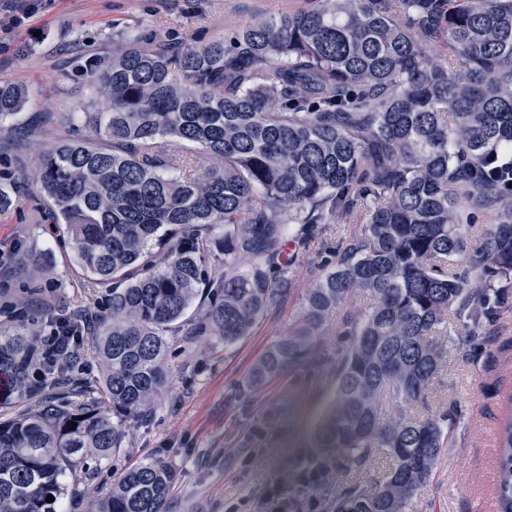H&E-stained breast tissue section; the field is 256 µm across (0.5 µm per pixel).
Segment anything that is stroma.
I'll return each instance as SVG.
<instances>
[{
	"label": "stroma",
	"mask_w": 512,
	"mask_h": 512,
	"mask_svg": "<svg viewBox=\"0 0 512 512\" xmlns=\"http://www.w3.org/2000/svg\"><path fill=\"white\" fill-rule=\"evenodd\" d=\"M306 0H53L29 25L15 30L0 51V79L29 87L32 98L0 133V171L18 180L20 193L32 188L37 165L32 150L12 151L20 132L40 126L45 142L72 133L71 116L94 90L80 74L61 80L63 62L78 66L91 57L111 55L127 40L158 34L181 42L218 40L253 19L296 10ZM364 231L355 219L329 225L310 242L295 248V288L268 311L249 336L232 348L190 326L168 340V383L153 417L132 426L124 448L104 461L75 495L64 497L65 512H92L113 483L143 457L168 454L180 477L168 512H267L264 501L275 484L290 482L316 453L309 433L335 394L329 366L306 364L269 381L256 391L243 383L262 354L299 315L308 288L322 274L327 245L340 244ZM48 252L54 282L44 288L46 301H61L94 312L103 286L87 277L67 244L63 225H50L33 202L0 213V327L14 324L13 309L3 302L38 286L39 278L17 274L22 249ZM492 352L474 350L464 336L448 340V361L427 396L426 412L455 405L464 418L454 446L440 459L432 480L409 512H495V437L503 407L512 395V313L497 326Z\"/></svg>",
	"instance_id": "stroma-1"
}]
</instances>
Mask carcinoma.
<instances>
[{
  "label": "carcinoma",
  "mask_w": 512,
  "mask_h": 512,
  "mask_svg": "<svg viewBox=\"0 0 512 512\" xmlns=\"http://www.w3.org/2000/svg\"><path fill=\"white\" fill-rule=\"evenodd\" d=\"M80 72L104 99L82 104L90 135L46 145L33 127L23 139L39 160L35 204L106 286L91 328L100 378L88 390L77 362L40 357L32 301L16 299L0 377L23 408L0 419V512H56L66 478L91 475L151 418L167 337L189 310H201L195 335L231 348L293 289L287 242L353 215L364 234L336 249L245 389L322 363L336 317L348 343L312 433L349 478L332 512H408L462 419L455 406L412 412L446 364L449 324L481 349L512 311V199L486 168L512 146V0H308L222 40L154 35ZM28 97L0 81L1 131ZM488 211L496 223L475 233ZM358 297L367 305L343 310ZM55 315L83 341L68 308ZM379 455L385 470L361 480ZM178 479L170 457L144 458L94 512H167ZM495 502L512 512V416Z\"/></svg>",
  "instance_id": "1"
}]
</instances>
